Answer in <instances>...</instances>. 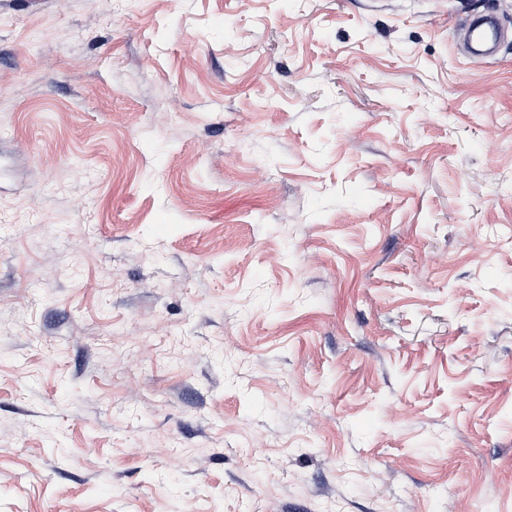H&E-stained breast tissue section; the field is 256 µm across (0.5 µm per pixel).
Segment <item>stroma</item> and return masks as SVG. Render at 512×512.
Returning <instances> with one entry per match:
<instances>
[{
	"instance_id": "35a3bbf8",
	"label": "stroma",
	"mask_w": 512,
	"mask_h": 512,
	"mask_svg": "<svg viewBox=\"0 0 512 512\" xmlns=\"http://www.w3.org/2000/svg\"><path fill=\"white\" fill-rule=\"evenodd\" d=\"M512 0H0V512H512Z\"/></svg>"
}]
</instances>
